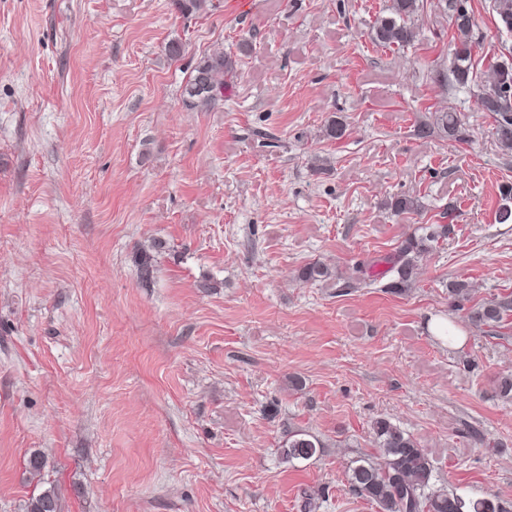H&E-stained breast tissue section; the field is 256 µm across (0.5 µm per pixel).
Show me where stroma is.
Wrapping results in <instances>:
<instances>
[{
	"label": "stroma",
	"mask_w": 512,
	"mask_h": 512,
	"mask_svg": "<svg viewBox=\"0 0 512 512\" xmlns=\"http://www.w3.org/2000/svg\"><path fill=\"white\" fill-rule=\"evenodd\" d=\"M253 2L0 0V512H24L36 451L63 512H378L345 470L378 457L380 418L440 485L512 512V311L468 319L512 300V151L477 82L448 80L442 0L400 50L372 37L389 0ZM469 3L482 77L512 34ZM217 46L224 100L187 110ZM445 112L463 141L435 130ZM404 195L420 210L392 211ZM442 222L408 290L346 288ZM313 262L330 277L300 281ZM298 430L322 447L290 462ZM512 307L511 300H490L480 304L469 314V320L476 326L491 325L500 323L504 314L510 311Z\"/></svg>",
	"instance_id": "35a3bbf8"
}]
</instances>
